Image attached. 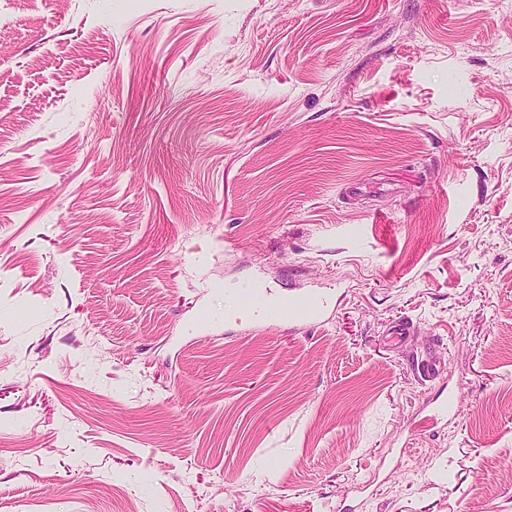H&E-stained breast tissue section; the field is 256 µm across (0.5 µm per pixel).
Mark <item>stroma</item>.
I'll return each mask as SVG.
<instances>
[{"mask_svg": "<svg viewBox=\"0 0 512 512\" xmlns=\"http://www.w3.org/2000/svg\"><path fill=\"white\" fill-rule=\"evenodd\" d=\"M8 12L0 512H512V8ZM322 297L312 294H291L288 300L277 307L270 318L280 322L299 323L316 319L325 307Z\"/></svg>", "mask_w": 512, "mask_h": 512, "instance_id": "stroma-1", "label": "stroma"}]
</instances>
